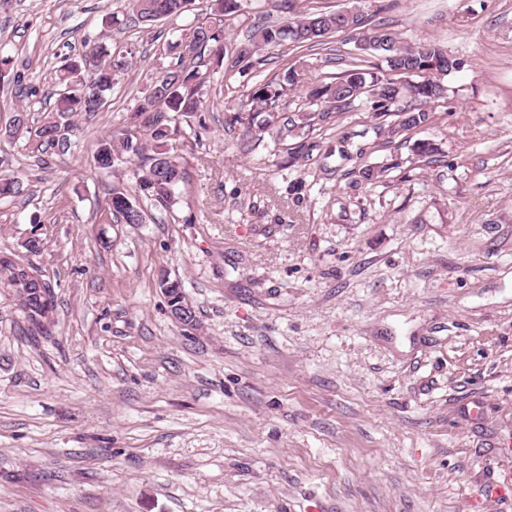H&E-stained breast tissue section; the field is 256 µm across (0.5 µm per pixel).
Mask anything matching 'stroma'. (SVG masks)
Listing matches in <instances>:
<instances>
[{
  "mask_svg": "<svg viewBox=\"0 0 512 512\" xmlns=\"http://www.w3.org/2000/svg\"><path fill=\"white\" fill-rule=\"evenodd\" d=\"M305 3L358 9L365 29L328 54L265 47L261 68L231 73L206 135L173 144L188 161L173 207L126 224L112 189L135 191L145 159L104 172L94 154L168 66L171 22L108 25L124 0H0L23 76L0 79L4 166L22 182L0 203V251L26 255L54 305L31 336L0 288V512H512V491L482 495L512 468V0ZM288 20L280 0H242L226 40ZM380 27L460 61L436 125L391 140L392 115L364 102L327 132L225 130L226 101L260 80L290 81L292 116L311 83L379 65L359 43ZM88 37L133 67L41 159L11 118L42 124L54 70ZM420 139L446 165L417 163ZM304 142L311 156L289 160ZM363 144L386 181L351 177ZM164 272L196 327L171 317Z\"/></svg>",
  "mask_w": 512,
  "mask_h": 512,
  "instance_id": "stroma-1",
  "label": "stroma"
}]
</instances>
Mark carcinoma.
Instances as JSON below:
<instances>
[{"mask_svg":"<svg viewBox=\"0 0 512 512\" xmlns=\"http://www.w3.org/2000/svg\"><path fill=\"white\" fill-rule=\"evenodd\" d=\"M128 8L138 20L151 25L159 21L184 19L188 10L184 6L193 0H127ZM229 0H209L210 13L206 17L187 23L179 29L175 41L163 46V52L171 56L168 67L156 77L146 92L136 100L133 108V127L122 133V137L105 138L100 141L95 161L101 169H111L123 163L124 154H140L143 143L151 146L152 155L142 169L138 179L139 192L153 206L169 208L174 190L183 181L187 161L172 153V137L180 132V117L198 115L197 125L190 129L195 138L209 131L204 113L209 111L206 96L211 82V73L224 68H233L254 56L259 49L281 46L288 43L297 49L326 47L329 38L336 33L353 32L363 27L364 16L356 10L346 16L340 12L322 10L296 11V0H281V7L297 16L284 25L265 22L254 27L250 38L239 44L227 45L224 24L236 11L227 7ZM374 50L386 53V72L379 74L368 67L355 65L341 76L322 81L309 90L306 105L309 111L299 114L303 125L329 129L333 119L350 111L356 100L363 96L373 100L374 109L389 112L396 101L408 95L423 103L437 102L445 98L443 84L435 78L457 69V60L448 57L437 45L406 48L399 38L388 29H376L368 37ZM84 57L65 62L56 70L52 80L57 87V98L51 113L36 129L28 127L25 110H16L12 133L21 131L34 134L38 152L44 148H66L69 138L65 131L71 124L60 119L77 114H94L104 111L108 95L118 84V77L129 67L123 51H111L99 40L84 41ZM287 88L274 80L262 81L235 106L228 109L225 123L230 127L240 126L244 134L279 127L281 137L286 138L297 126L292 119H282L276 107ZM403 114L388 126V136L393 139L414 129L435 123L432 111L412 106L401 108ZM418 160L428 165L438 164L445 157L441 147L428 140H421L415 147ZM391 170L389 166L364 165L350 174L364 182L382 181ZM20 192V180L13 174H0V201H6ZM112 214L122 217L127 224H140L145 212L118 187L112 189L110 198ZM159 287L168 302L186 301L182 284L162 274ZM35 295L24 302L27 309L24 318L34 328L43 326L46 307Z\"/></svg>","mask_w":512,"mask_h":512,"instance_id":"cac0c4a2","label":"carcinoma"}]
</instances>
